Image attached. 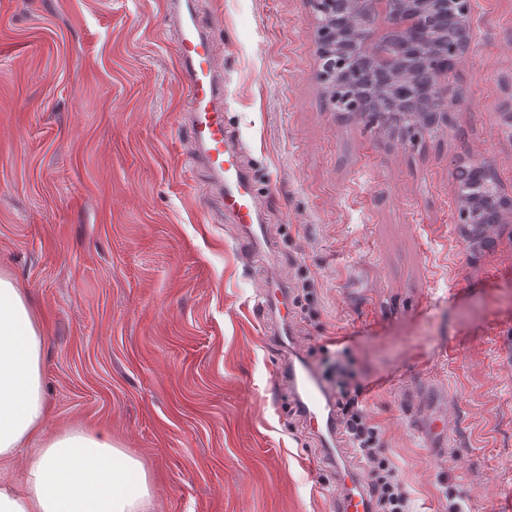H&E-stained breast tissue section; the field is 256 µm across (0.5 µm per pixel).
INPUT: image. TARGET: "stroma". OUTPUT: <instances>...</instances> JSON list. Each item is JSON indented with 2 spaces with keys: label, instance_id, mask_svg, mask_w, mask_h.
Returning a JSON list of instances; mask_svg holds the SVG:
<instances>
[{
  "label": "stroma",
  "instance_id": "stroma-1",
  "mask_svg": "<svg viewBox=\"0 0 512 512\" xmlns=\"http://www.w3.org/2000/svg\"><path fill=\"white\" fill-rule=\"evenodd\" d=\"M469 7L452 123L414 134L334 108L311 0H197L267 226L248 263L186 156L164 0H0V274L42 323L48 431L111 434L149 512H334L352 450L306 428L292 352L350 365L408 512L512 503V223L466 247L455 179L512 193V0Z\"/></svg>",
  "mask_w": 512,
  "mask_h": 512
}]
</instances>
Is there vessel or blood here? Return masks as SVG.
Masks as SVG:
<instances>
[{
	"mask_svg": "<svg viewBox=\"0 0 512 512\" xmlns=\"http://www.w3.org/2000/svg\"><path fill=\"white\" fill-rule=\"evenodd\" d=\"M166 9L178 23L180 79L188 99V155L208 172L212 190L246 243L241 255L247 258L265 244L267 227L260 216L253 178L225 127L224 75L217 66L215 44L197 19L195 0H167ZM283 379L297 394L307 426L318 436H334L337 422L332 399L311 362L302 356L289 359ZM336 512H371L353 470L340 472L336 479Z\"/></svg>",
	"mask_w": 512,
	"mask_h": 512,
	"instance_id": "obj_1",
	"label": "vessel or blood"
}]
</instances>
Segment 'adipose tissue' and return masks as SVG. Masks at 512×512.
I'll list each match as a JSON object with an SVG mask.
<instances>
[{
    "label": "adipose tissue",
    "mask_w": 512,
    "mask_h": 512,
    "mask_svg": "<svg viewBox=\"0 0 512 512\" xmlns=\"http://www.w3.org/2000/svg\"><path fill=\"white\" fill-rule=\"evenodd\" d=\"M42 343L28 295L0 276V461L29 450L23 489L0 483V512H147L149 475L110 434L46 433Z\"/></svg>",
    "instance_id": "ef3b65f1"
}]
</instances>
